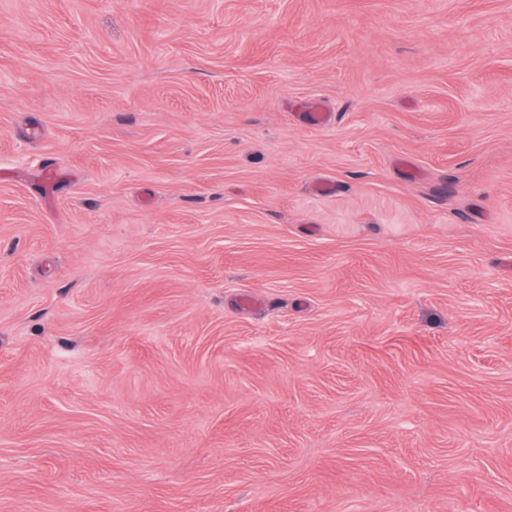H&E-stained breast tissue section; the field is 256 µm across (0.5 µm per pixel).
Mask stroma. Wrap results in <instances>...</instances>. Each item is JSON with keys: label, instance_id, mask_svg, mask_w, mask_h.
<instances>
[{"label": "stroma", "instance_id": "stroma-1", "mask_svg": "<svg viewBox=\"0 0 512 512\" xmlns=\"http://www.w3.org/2000/svg\"><path fill=\"white\" fill-rule=\"evenodd\" d=\"M0 512H512V0H0Z\"/></svg>", "mask_w": 512, "mask_h": 512}]
</instances>
